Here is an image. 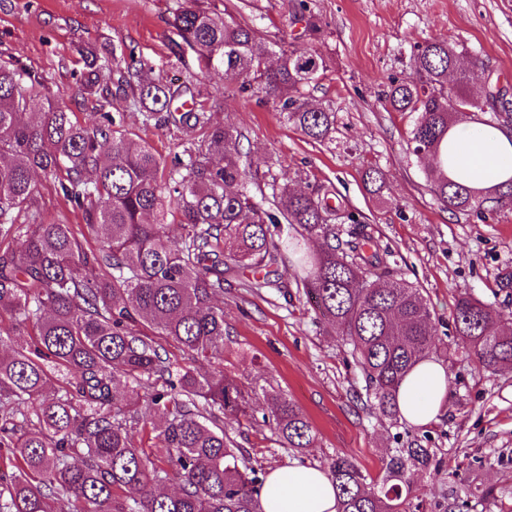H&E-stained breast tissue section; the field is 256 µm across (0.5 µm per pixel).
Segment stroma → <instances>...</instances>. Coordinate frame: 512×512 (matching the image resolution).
Returning <instances> with one entry per match:
<instances>
[{"instance_id":"stroma-1","label":"stroma","mask_w":512,"mask_h":512,"mask_svg":"<svg viewBox=\"0 0 512 512\" xmlns=\"http://www.w3.org/2000/svg\"><path fill=\"white\" fill-rule=\"evenodd\" d=\"M183 0H0V60L38 73L46 93L91 123L97 94L79 92L83 49L96 51L105 75H115L128 50L140 54L152 75L171 86L200 81L217 121L242 132L249 180L288 173L296 189L334 188L338 199L368 225L391 269L416 285L434 313L436 342L454 343L451 308L468 290L493 303L512 323V299L496 293L498 268L512 265V209L482 218L454 215L431 191L423 160L409 145L411 114L387 112L379 97L389 78L411 72L416 45L444 38L461 53L478 91L487 75L512 88V0H307L319 37L292 21L298 0H201L229 9L259 28L270 50L315 52L329 69L308 102L333 112L329 140L316 142L287 125L264 93L225 96L192 51L178 47L167 20ZM125 130L148 141L163 160L190 147L192 133L144 125L123 97L112 99ZM385 175L379 193L367 190L366 170ZM41 217L81 223L77 210L57 194L52 178L37 177ZM239 276L224 283V352L196 362L201 372L236 379L255 390L257 413L266 394L288 396L317 433L315 447H282L270 426L225 421L251 461L272 470L288 464L329 467L352 457L369 479L381 480L382 461L394 447L396 426L368 414L355 394L363 379L330 327L318 323L302 299L284 300L265 288H241ZM450 383L449 402L429 424L435 467L417 471L413 494L425 512H445L454 493L461 512H512V373L494 374L475 357L437 352ZM493 497H483L485 489Z\"/></svg>"}]
</instances>
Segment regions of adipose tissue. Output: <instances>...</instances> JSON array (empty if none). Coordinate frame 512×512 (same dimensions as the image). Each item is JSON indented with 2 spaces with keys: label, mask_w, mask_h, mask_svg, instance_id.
<instances>
[{
  "label": "adipose tissue",
  "mask_w": 512,
  "mask_h": 512,
  "mask_svg": "<svg viewBox=\"0 0 512 512\" xmlns=\"http://www.w3.org/2000/svg\"><path fill=\"white\" fill-rule=\"evenodd\" d=\"M450 148L458 171L471 187H488L512 176L511 129L467 120L452 130ZM448 401L446 369L431 360L418 364L398 392L400 415L414 425L434 421ZM336 505L335 488L319 465L293 463L267 475L263 512H336Z\"/></svg>",
  "instance_id": "1"
}]
</instances>
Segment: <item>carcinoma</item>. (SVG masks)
I'll list each match as a JSON object with an SVG mask.
<instances>
[{"instance_id": "carcinoma-1", "label": "carcinoma", "mask_w": 512, "mask_h": 512, "mask_svg": "<svg viewBox=\"0 0 512 512\" xmlns=\"http://www.w3.org/2000/svg\"><path fill=\"white\" fill-rule=\"evenodd\" d=\"M167 24L225 87H257L304 136L330 137L334 113L309 106L304 93L327 70L323 57L282 49L272 62L256 28L198 0H185ZM86 61L88 90L103 79L93 50ZM123 63L121 85L144 124L197 133L187 159L176 155L166 166L104 104L87 128L71 110L42 101L38 74L0 62V322H11L0 326V448L10 450L12 468L0 476V512H262L267 472L222 426L226 414L253 422L252 392L191 368L224 352V276L291 267L297 290L360 368L357 399L394 422L403 378L437 351L432 312L374 248L368 225L331 203L330 190L296 191L284 175L249 188L242 133L214 119L202 90L145 77L132 50ZM471 97L457 47L432 39L416 46L412 73L390 82L381 105L416 114L411 142L436 200L453 215L482 216L512 208V177L477 189L448 175V136L465 121L453 101ZM40 173L54 178L83 223L40 220ZM170 215L182 229L177 239ZM344 224L353 225L345 239ZM315 239L323 240L319 250L310 247ZM496 280L511 298L512 268ZM451 317L462 348L485 369L512 371V324L500 323L491 303L464 292ZM29 327V341L7 342ZM157 336L190 365L173 363ZM56 379L61 389L51 393ZM141 400L161 425L154 460L136 442L145 430ZM270 413L283 447H313L316 432L287 396L271 395ZM434 457L409 435L387 454L379 482L336 458L337 512H423L410 475ZM169 480L178 492L160 490Z\"/></svg>"}]
</instances>
